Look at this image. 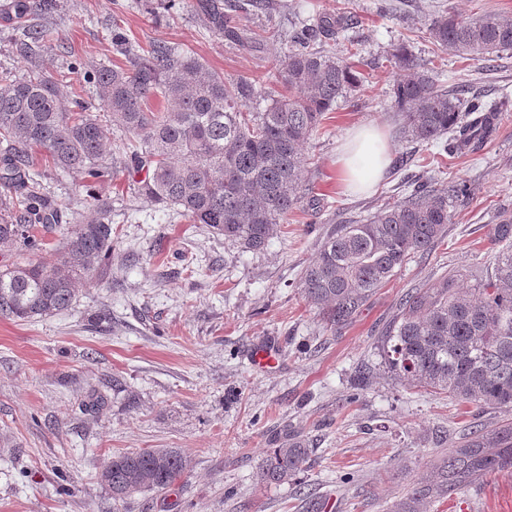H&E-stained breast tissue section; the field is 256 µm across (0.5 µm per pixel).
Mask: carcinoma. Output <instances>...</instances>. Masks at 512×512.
<instances>
[{
  "mask_svg": "<svg viewBox=\"0 0 512 512\" xmlns=\"http://www.w3.org/2000/svg\"><path fill=\"white\" fill-rule=\"evenodd\" d=\"M206 31L242 47L247 30L228 24L224 0H184ZM238 11L273 10V0H234ZM18 15L13 44L27 74L0 70V251L43 250L46 233L61 231L64 245L47 258L0 265V316L31 321L73 307L80 286L112 279V202L95 199L79 220L63 218L61 205L34 169L39 154L54 170L98 179L111 153L101 116L131 140V157L146 175L140 196L171 209L192 224H206L248 250L263 248L300 202L308 158L305 148L325 113L359 86L355 54L338 57L318 46L337 41L352 25L347 16L320 15L296 24L276 83L227 80L191 50L166 42L142 51L119 31L112 43L126 62L83 72L98 102L65 97L59 79L45 73L39 57L59 43L45 17L49 0H14ZM429 36L460 56L490 61L512 50V15L499 12L465 18L438 12ZM403 71L393 98L403 135L445 153L479 151L495 130L509 100L476 99L460 111L461 98L440 88L405 46L390 52ZM262 98L261 112L248 103ZM158 99L154 111L150 101ZM102 111L103 115L96 114ZM402 198L388 202L370 220L334 224L299 288L331 329L350 324L410 258L445 237L452 204L467 195L462 182L431 178L410 183ZM495 266L477 284L463 287L449 272L429 286L413 288L379 343L388 369L414 388L444 393L479 407H512V209L502 208L490 227ZM310 453L304 440L288 436L259 466L262 483H286ZM189 463L176 448H144L118 454L99 478L116 504L135 494L162 492L186 474ZM512 468V423L484 426L435 468L393 512H430L446 498L496 470Z\"/></svg>",
  "mask_w": 512,
  "mask_h": 512,
  "instance_id": "cac0c4a2",
  "label": "carcinoma"
}]
</instances>
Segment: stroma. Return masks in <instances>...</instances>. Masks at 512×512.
I'll return each instance as SVG.
<instances>
[{
	"label": "stroma",
	"instance_id": "1",
	"mask_svg": "<svg viewBox=\"0 0 512 512\" xmlns=\"http://www.w3.org/2000/svg\"><path fill=\"white\" fill-rule=\"evenodd\" d=\"M281 31L315 14L351 16L335 44L358 51L364 82L326 114L311 142L302 199L268 244L247 251L207 225L191 224L140 197V174L119 171L95 183L43 167L48 192L68 212L92 198L112 202V281L79 292L72 309L35 321L0 317V512H391L449 451L482 426L512 422V409L480 408L412 388L382 363L376 341L411 289L454 272L470 285L494 262L489 229L512 208V106L477 153L432 160L433 147L400 142L393 87L401 77L387 54L405 44L438 85L491 102L512 95V50L487 63L460 58L429 37L434 13L512 15V0H286ZM63 48L42 68L67 74L123 62L112 45L120 28L133 45L174 42L226 79L264 78L288 45L264 31L261 12L233 16L251 31L245 48L208 36L196 15L160 0L114 13L112 0H56ZM375 124L405 170L386 171L366 193L346 194L338 149L356 126ZM445 168L469 187L448 234L415 256L348 327L326 329L299 289L330 225L376 216L400 197L404 178L424 181ZM278 352L254 365L256 348ZM287 434L311 453L283 484L256 479L269 448ZM176 448L186 478L161 493L116 506L99 474L112 456ZM432 512H512V469L483 477Z\"/></svg>",
	"mask_w": 512,
	"mask_h": 512
}]
</instances>
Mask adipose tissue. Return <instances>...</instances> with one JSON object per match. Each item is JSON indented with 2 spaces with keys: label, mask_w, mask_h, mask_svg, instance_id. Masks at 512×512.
Masks as SVG:
<instances>
[{
  "label": "adipose tissue",
  "mask_w": 512,
  "mask_h": 512,
  "mask_svg": "<svg viewBox=\"0 0 512 512\" xmlns=\"http://www.w3.org/2000/svg\"><path fill=\"white\" fill-rule=\"evenodd\" d=\"M388 164L387 146L377 127L364 125L348 137L337 166L347 189L361 190L382 177Z\"/></svg>",
  "instance_id": "1"
}]
</instances>
